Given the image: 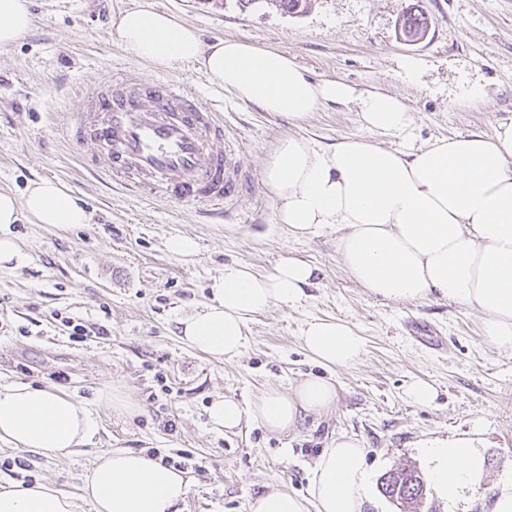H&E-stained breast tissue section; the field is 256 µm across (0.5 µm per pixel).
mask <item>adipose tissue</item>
Returning a JSON list of instances; mask_svg holds the SVG:
<instances>
[{"label": "adipose tissue", "mask_w": 512, "mask_h": 512, "mask_svg": "<svg viewBox=\"0 0 512 512\" xmlns=\"http://www.w3.org/2000/svg\"><path fill=\"white\" fill-rule=\"evenodd\" d=\"M27 0H0V47L29 32ZM115 28L135 58L160 66L201 62L218 85L240 101L291 122L306 120L325 102L357 100L359 120L370 130L407 138L403 150L351 137L326 149L307 138L282 136L263 168V183L278 223L303 238L318 230L336 234V251L350 277L370 294L390 301L442 298L478 310L483 339L512 350V122L492 134L441 138L411 145L413 115L396 95L355 93L340 81L312 80L287 55L239 39L203 45L196 30L150 4L124 11ZM57 229L88 223L89 214L62 183L42 179L23 195L0 191V266L26 260L8 227L21 217ZM313 266L288 260L266 274L225 265L207 304L181 322L188 344L218 359L241 355L248 322L273 306L302 302ZM303 349L327 369L345 368L365 351L350 322H304ZM336 403V388L306 376L290 393L268 390L250 407L215 397L210 423L232 430L243 421L269 432L292 430L301 414ZM96 424L89 407L70 394L27 385L0 386V441L15 448L67 457L89 442ZM421 454L429 484L454 503L484 487L481 512H512V475L486 481V459L469 437L425 441ZM191 492L181 470L144 453L115 450L98 457L83 478L80 496L94 512H179ZM371 495L366 450L341 434L318 454L306 493L273 489L251 499L249 512H363ZM75 498L45 483L0 485V512H75Z\"/></svg>", "instance_id": "ef3b65f1"}]
</instances>
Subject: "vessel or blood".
I'll list each match as a JSON object with an SVG mask.
<instances>
[{
  "instance_id": "1",
  "label": "vessel or blood",
  "mask_w": 512,
  "mask_h": 512,
  "mask_svg": "<svg viewBox=\"0 0 512 512\" xmlns=\"http://www.w3.org/2000/svg\"><path fill=\"white\" fill-rule=\"evenodd\" d=\"M67 132L83 168L121 178L139 196L171 203L236 201L248 186L224 139V115L201 107L179 82L154 76L130 82L115 75L82 89Z\"/></svg>"
}]
</instances>
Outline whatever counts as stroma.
Returning a JSON list of instances; mask_svg holds the SVG:
<instances>
[{
    "label": "stroma",
    "instance_id": "1",
    "mask_svg": "<svg viewBox=\"0 0 512 512\" xmlns=\"http://www.w3.org/2000/svg\"><path fill=\"white\" fill-rule=\"evenodd\" d=\"M140 0H29L31 30L0 48V190L22 194L40 179L61 182L80 197L91 221L58 232L20 219L10 230L28 260L0 269V384H31L79 396L97 432L70 458L0 448V484L50 482L92 512L79 487L95 456L124 448L156 449L179 462L193 453L199 470L182 512H248L272 487L303 493L322 448L346 433L360 437L374 478L403 465L422 467L420 444L475 438L487 457V479L512 470V350L487 346L481 315L439 299L386 301L351 280L336 236L292 237L277 223L263 183L266 157L280 137L298 134L330 147L349 137L404 148L401 137L361 126L354 104L329 102L301 124L238 100L197 62L163 68L120 45L112 21ZM154 8L194 27L203 43L246 41L292 58L313 80L341 81L356 92L399 95L414 117L413 144L492 133L512 121V0H309L285 14L265 0H151ZM429 18L427 38L406 41L400 19L410 7ZM419 61L415 84L399 75L401 59ZM115 73L161 75L184 83L202 106L224 112V136L250 175L244 195L209 218L203 203L174 205L161 195L129 194L119 181L83 173L65 134L79 93ZM481 85L484 96L465 101ZM197 243L193 256L168 249L174 237ZM319 267L295 308L254 316L245 346L227 362L190 347L181 319L210 298L225 265L264 273L285 260ZM342 318L365 338L361 360L323 372L303 351L300 329L310 317ZM91 335L73 338L72 320ZM105 335H95V327ZM326 373L336 405L300 417L285 434L254 422L235 431L212 428L207 408L221 395L249 404L266 389L282 391L309 374ZM414 381L435 385L436 403L406 398ZM119 390L135 409L98 404L100 390Z\"/></svg>",
    "mask_w": 512,
    "mask_h": 512
}]
</instances>
